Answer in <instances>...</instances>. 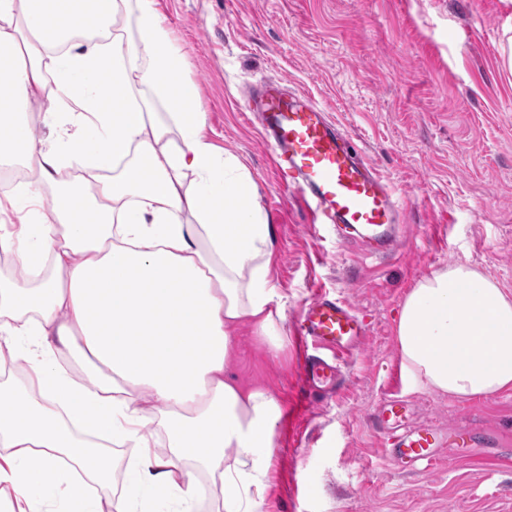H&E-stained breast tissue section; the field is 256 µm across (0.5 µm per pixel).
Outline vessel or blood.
Wrapping results in <instances>:
<instances>
[{
	"label": "vessel or blood",
	"instance_id": "b4317fda",
	"mask_svg": "<svg viewBox=\"0 0 512 512\" xmlns=\"http://www.w3.org/2000/svg\"><path fill=\"white\" fill-rule=\"evenodd\" d=\"M240 103L243 111L257 114L277 172L294 186L312 223L354 231L355 242L372 255L394 248L405 208L324 107L305 93L285 91L277 81L245 85ZM298 333L331 353V360L315 359L305 374L309 384L329 390L341 376L344 356L360 346L366 329L350 305L318 293L303 308ZM381 418L400 427L394 445L402 457L432 460L437 425L412 420L397 400L387 403Z\"/></svg>",
	"mask_w": 512,
	"mask_h": 512
}]
</instances>
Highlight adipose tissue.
I'll return each mask as SVG.
<instances>
[{
    "instance_id": "ef3b65f1",
    "label": "adipose tissue",
    "mask_w": 512,
    "mask_h": 512,
    "mask_svg": "<svg viewBox=\"0 0 512 512\" xmlns=\"http://www.w3.org/2000/svg\"><path fill=\"white\" fill-rule=\"evenodd\" d=\"M158 0H0V163L33 179L0 197L25 208L21 244L0 237L32 285L0 280V484L17 501L66 489L102 512L88 483L112 462L90 449L134 442L130 494L114 512H195L197 470L224 512H264L278 400L224 373L245 323L273 349L286 303L275 241L249 173L204 139L200 91ZM136 9L139 43L122 21ZM143 88L162 94L160 121ZM78 102L36 140L26 114L46 90ZM415 385L458 399L512 391V290L466 263L432 272L396 323ZM67 354L82 376L57 361ZM159 420L165 452L144 426Z\"/></svg>"
}]
</instances>
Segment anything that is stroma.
Masks as SVG:
<instances>
[{
    "instance_id": "35a3bbf8",
    "label": "stroma",
    "mask_w": 512,
    "mask_h": 512,
    "mask_svg": "<svg viewBox=\"0 0 512 512\" xmlns=\"http://www.w3.org/2000/svg\"><path fill=\"white\" fill-rule=\"evenodd\" d=\"M206 113L203 135L249 171L273 226L272 282L288 300L280 351L242 328L231 373L282 410L267 512H512V392L458 401L412 389L395 335L424 276L463 262L512 289V0H158ZM279 80L327 109L407 207L389 256L312 223L239 105ZM365 321L334 395L302 384L297 336L317 292ZM406 401L414 419L470 433L429 470L405 471L371 413Z\"/></svg>"
}]
</instances>
